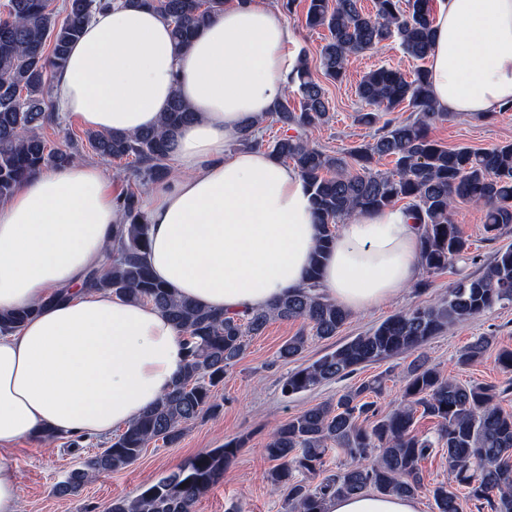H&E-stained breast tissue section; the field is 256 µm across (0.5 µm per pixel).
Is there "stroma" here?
<instances>
[{
	"label": "stroma",
	"instance_id": "1",
	"mask_svg": "<svg viewBox=\"0 0 512 512\" xmlns=\"http://www.w3.org/2000/svg\"><path fill=\"white\" fill-rule=\"evenodd\" d=\"M306 6L307 0H297L294 14L287 17L292 34L290 48L318 78L322 75L320 49L327 32L305 25ZM380 67L409 73L415 69L416 63L395 42L352 59L343 83H326L329 117L307 131L310 141L328 153L336 154L371 139L373 128L360 125L355 120L360 107L355 87L363 75ZM85 133L81 122L72 113L61 109L42 130L52 146L64 137H71L81 161L95 164L113 175L114 193H121L130 186L144 185V174L133 159L109 161L101 158L89 147ZM430 136L447 147L480 149L512 143V113L487 121L437 122L431 127ZM453 218L470 242L466 259L455 261L444 272L427 275L425 283L408 284L386 303L351 313L337 337L310 340L303 353L289 363L279 360L278 350L298 331L300 324L296 321L270 322L261 335L250 339L243 358L225 374L223 386L215 393V401L219 405L217 412L200 416L190 423L176 445L150 444L125 470L97 474L90 478L78 495L68 497L56 496L54 487L78 466L87 453L106 446V439H83L75 448L71 447L66 436L60 437L51 448L19 446L14 457L19 471L21 512H103L112 499L135 496L145 485L177 469L189 459L238 438L244 439V447L220 482L198 501L195 512H227L233 504L240 505L243 512H284L280 495L271 489L266 479L271 463L264 448L271 434L290 417L315 404L335 399L359 378H381L382 391L376 401L381 411H388L401 398L410 358L403 355L373 364L363 369L358 378L333 381L292 397L282 395V377L335 349L338 343L366 333L393 314L435 303L460 277L479 275L499 249L512 245V228L490 236L484 229L482 210L472 204L457 202ZM481 336L492 337L495 347L512 348V304L495 306L480 316L450 327L430 339L423 351L431 364L461 383L484 382L505 387L502 406L512 411V373L499 369L494 354H487L480 363L468 367L457 363L460 351ZM421 469L425 489L416 497L419 512H437L431 491L436 486L452 482L444 450H436L422 462Z\"/></svg>",
	"mask_w": 512,
	"mask_h": 512
}]
</instances>
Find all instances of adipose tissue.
Segmentation results:
<instances>
[{
    "label": "adipose tissue",
    "mask_w": 512,
    "mask_h": 512,
    "mask_svg": "<svg viewBox=\"0 0 512 512\" xmlns=\"http://www.w3.org/2000/svg\"><path fill=\"white\" fill-rule=\"evenodd\" d=\"M434 26L437 111L475 120L512 102V0H436ZM289 42L267 0H225L181 51L160 14L115 7L85 27L53 84L65 109L100 133L155 127L176 95L199 112L177 131L174 174L145 196L147 260L176 294L229 315L302 288L320 235L300 173L235 146L242 122L283 97L298 65ZM121 221L107 173L85 162L43 168L0 204V310L37 308L0 335V512H19L18 442L110 435L184 367V335L163 313L83 286ZM419 249L404 208L355 214L322 263V289L351 311L385 303L418 277ZM325 512L418 505L362 493L328 499Z\"/></svg>",
    "instance_id": "ef3b65f1"
}]
</instances>
